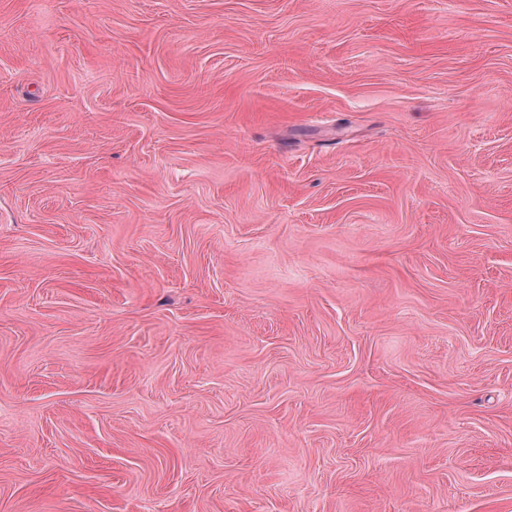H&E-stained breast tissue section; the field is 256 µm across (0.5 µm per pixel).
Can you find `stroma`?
Returning <instances> with one entry per match:
<instances>
[{"label": "stroma", "instance_id": "1", "mask_svg": "<svg viewBox=\"0 0 512 512\" xmlns=\"http://www.w3.org/2000/svg\"><path fill=\"white\" fill-rule=\"evenodd\" d=\"M0 512H512V0H0Z\"/></svg>", "mask_w": 512, "mask_h": 512}]
</instances>
